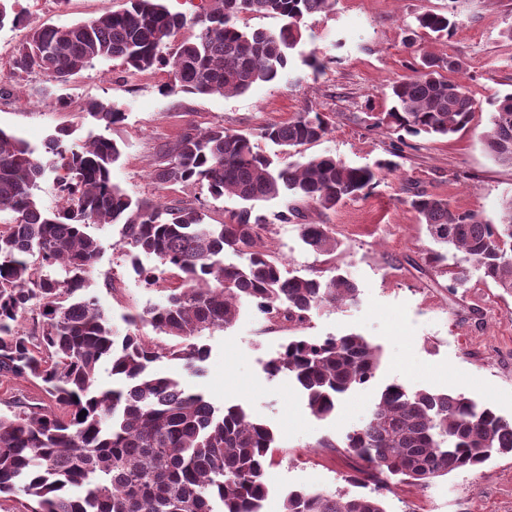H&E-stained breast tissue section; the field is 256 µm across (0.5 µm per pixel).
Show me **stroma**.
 Here are the masks:
<instances>
[{
    "instance_id": "stroma-1",
    "label": "stroma",
    "mask_w": 512,
    "mask_h": 512,
    "mask_svg": "<svg viewBox=\"0 0 512 512\" xmlns=\"http://www.w3.org/2000/svg\"><path fill=\"white\" fill-rule=\"evenodd\" d=\"M27 8L25 25L0 30V53L12 54L29 27L68 26L100 16L120 0H54ZM454 12L460 27L445 41L414 34L417 15ZM512 0H338L333 12L305 20L303 42L274 81L257 83L236 96L166 94V70L125 73L116 60H99L74 75L63 92L71 108L56 109L42 94L43 76L29 77L16 87L0 75V129L24 139L32 148L61 127L76 142L104 137L117 143L121 156L112 179L135 198H199L210 223L241 208L233 196L212 199L201 187L161 189L151 171L160 148L185 128L214 124L251 134L258 151L280 164L291 156L260 137L261 127L288 121L303 108L325 113L330 130L302 147L306 156L330 155L354 166L388 158L394 143L385 130L369 125L368 113L389 107L384 92L393 81L413 75L423 54L461 60L462 79L478 103L473 121L452 138L407 137L397 169L385 174L368 194L345 201L336 210L318 214L302 206V218L281 219L282 200L259 202L266 216L264 241L283 259L287 271L303 274L338 268L358 287L357 304L314 311L301 330L314 338L357 334L377 345L381 366L375 378L341 396L336 411L325 419L312 416L293 377L269 376L266 362L276 356L292 331L269 323L252 308H242L232 326L202 337L210 349L204 371L185 376L193 390L212 403L243 405L274 430L280 448L269 473L273 489L267 512H279L282 493L323 488L352 494L359 463L347 453L318 447L321 439L342 440L364 425L380 390L399 383L411 389L462 393L512 419V296L470 273L465 288L448 290V267L459 262L447 250L443 263L431 262L439 246L407 203L414 191L447 198L459 211L497 223L501 200L512 195V167L495 162L484 148L493 93L512 91ZM316 52L325 67L313 73L302 56ZM96 100L124 113L122 122L105 126L89 117L84 104ZM331 225L340 248L331 255L307 249L298 236L300 219ZM103 249L87 276L86 287L97 297L113 324L127 313L159 303L161 295L145 287L129 262L115 248L118 229L91 225ZM421 502L429 512H512V455L488 460L482 473L457 470L429 486H394L383 498L385 512H410Z\"/></svg>"
}]
</instances>
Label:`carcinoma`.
Here are the masks:
<instances>
[{
	"mask_svg": "<svg viewBox=\"0 0 512 512\" xmlns=\"http://www.w3.org/2000/svg\"><path fill=\"white\" fill-rule=\"evenodd\" d=\"M335 6L336 0H210L208 9L189 18L163 0H121L118 9L84 22L31 28L14 48L11 75L39 74L63 87L93 61L112 59L130 75L167 69L162 91L168 94H242L277 79L302 41L305 18ZM270 14L283 21L275 31L240 25L247 15ZM415 22L437 40L459 28L451 14L424 13ZM23 23L11 0H0V30ZM186 28L194 29L192 37L177 41ZM461 71L456 59L423 55L414 75L389 87L391 107L370 114L373 126L401 144L407 136L449 138L464 130L477 103ZM491 106L485 148L512 166V93L493 95ZM85 108L108 126L124 120V113L98 102ZM329 130L326 115L305 108L263 127L260 136L295 151ZM70 136L59 129L38 154L0 130V377L35 380L51 401L19 402L0 413V498L26 497L27 512H264L273 429L244 406H216L150 365L166 358L201 373L210 350L192 339L231 326L245 302L268 321L295 328L321 306L357 303V285L334 268L325 279L285 274L281 259L265 249L269 225L252 215L253 204L288 198L285 220L300 214L298 203L334 210L366 195L395 163L384 159L372 168L301 155L280 167L255 150L248 133L222 124L189 128L160 151L153 179L161 187L201 185L215 200L231 194L247 203L211 224L191 200L132 198L112 181L118 145L98 138L79 146ZM49 172L57 173L60 198L53 211L34 194ZM409 205L436 242L461 252L485 282L512 296V196L503 198L497 224L423 191ZM92 224L120 226L114 247L139 280L165 296L129 316L123 334L86 293V276L101 252L99 239L87 232ZM298 231L316 254L340 246L328 224H300ZM228 254L242 262H226ZM143 255L160 266H144ZM25 320L33 329L21 334ZM140 322L171 343L139 334ZM102 362L110 364V387L97 382ZM379 366L375 345L346 334L290 336L266 370L292 375L310 414L326 418ZM343 448L375 474L377 490H291L281 512H385L379 490L395 481L423 487L512 454V419L460 393L393 383L379 392L369 420L346 435Z\"/></svg>",
	"mask_w": 512,
	"mask_h": 512,
	"instance_id": "obj_1",
	"label": "carcinoma"
}]
</instances>
